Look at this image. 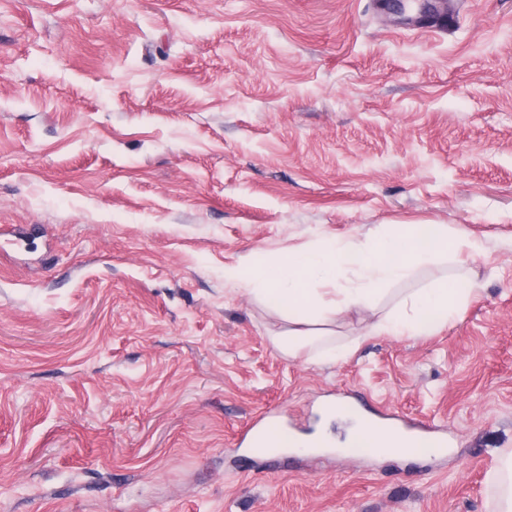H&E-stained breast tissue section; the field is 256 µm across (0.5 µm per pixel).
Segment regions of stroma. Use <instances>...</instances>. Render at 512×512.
Segmentation results:
<instances>
[{"label": "stroma", "instance_id": "obj_1", "mask_svg": "<svg viewBox=\"0 0 512 512\" xmlns=\"http://www.w3.org/2000/svg\"><path fill=\"white\" fill-rule=\"evenodd\" d=\"M380 0H0V512H496L512 456V0L425 33ZM407 224L485 242L328 328L337 363L228 267ZM474 271L424 336L369 335ZM446 425L444 455L256 469L329 394ZM329 335L325 330L302 332L288 329V334L274 339L276 346L288 357L297 358L303 351L318 349L324 336Z\"/></svg>", "mask_w": 512, "mask_h": 512}]
</instances>
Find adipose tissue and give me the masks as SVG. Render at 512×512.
I'll use <instances>...</instances> for the list:
<instances>
[{
  "label": "adipose tissue",
  "instance_id": "adipose-tissue-1",
  "mask_svg": "<svg viewBox=\"0 0 512 512\" xmlns=\"http://www.w3.org/2000/svg\"><path fill=\"white\" fill-rule=\"evenodd\" d=\"M484 255L485 246L464 230L444 224H414L396 232L379 233L370 243L357 246L325 237L300 255L288 254L273 264L253 268L250 274L229 270L232 279L248 278L256 293L285 311L295 327L276 337V346L289 357L321 349L323 324L352 307L371 306L388 287L414 277L424 263L458 254ZM477 284L469 275L439 281L404 297L391 315L371 328L377 336H421L460 313ZM302 322L313 330L299 331ZM335 361L343 350L321 349Z\"/></svg>",
  "mask_w": 512,
  "mask_h": 512
}]
</instances>
